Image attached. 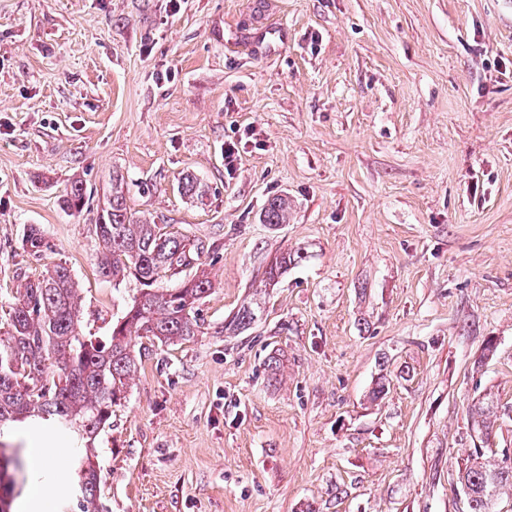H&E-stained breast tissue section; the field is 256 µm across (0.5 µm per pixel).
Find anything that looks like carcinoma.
Instances as JSON below:
<instances>
[{
    "label": "carcinoma",
    "instance_id": "1",
    "mask_svg": "<svg viewBox=\"0 0 512 512\" xmlns=\"http://www.w3.org/2000/svg\"><path fill=\"white\" fill-rule=\"evenodd\" d=\"M85 198L83 185L75 182L64 203L80 212ZM262 222L274 227L288 223V200L270 199ZM95 227L104 247L99 273L114 279L132 276L143 286L112 325L110 336L102 341L82 335L77 288L69 268L58 263L20 289L8 313L6 338H0V427L37 418L81 445L75 469L77 512H97L100 468L92 444L109 423L112 406L125 398L137 370L132 337L162 345L192 339L200 329L197 304L212 290L211 281L200 276L184 279L176 288L154 287L166 273L190 266L204 245L172 235L162 224L133 217L126 206L123 177H112L111 193ZM44 245L41 231L28 227L23 248L39 253ZM292 261L288 253L276 257L263 272L264 281L277 284ZM259 314V306L244 303L224 323V330L244 333ZM494 414L493 402L475 403L474 430L491 435ZM458 482L475 502L472 512H490L497 489L512 486V462L494 469L467 464L459 470Z\"/></svg>",
    "mask_w": 512,
    "mask_h": 512
}]
</instances>
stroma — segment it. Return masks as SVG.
Returning <instances> with one entry per match:
<instances>
[{
    "instance_id": "35a3bbf8",
    "label": "stroma",
    "mask_w": 512,
    "mask_h": 512,
    "mask_svg": "<svg viewBox=\"0 0 512 512\" xmlns=\"http://www.w3.org/2000/svg\"><path fill=\"white\" fill-rule=\"evenodd\" d=\"M116 174L132 213L205 247L159 287L213 289L193 339L133 341L94 442L104 512H462L485 396L481 462L512 457V0H0V321L63 263L82 333L110 334L141 289L98 272ZM74 492L30 473L11 509ZM263 224L278 226L288 222V200L282 197H274L269 200L262 216ZM255 305L252 302L243 303L231 319L224 323V331L241 334L251 329L260 314V307L257 303ZM493 401H478L471 409L472 426L476 432H484L489 439L493 428L494 420L491 417L495 414Z\"/></svg>"
}]
</instances>
